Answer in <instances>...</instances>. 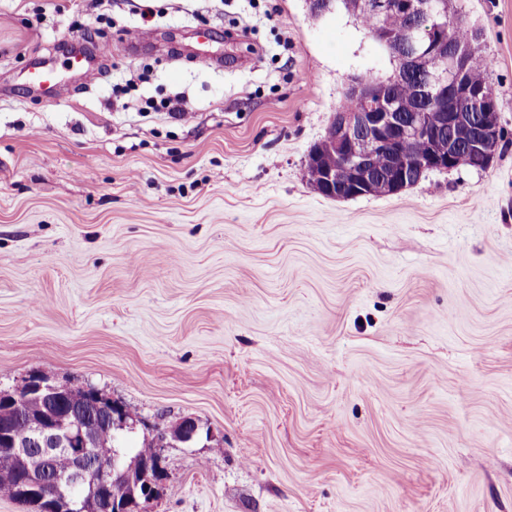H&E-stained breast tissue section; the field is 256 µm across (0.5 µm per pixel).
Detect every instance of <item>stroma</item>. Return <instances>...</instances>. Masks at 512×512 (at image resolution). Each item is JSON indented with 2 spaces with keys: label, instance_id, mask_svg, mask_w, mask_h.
<instances>
[{
  "label": "stroma",
  "instance_id": "stroma-1",
  "mask_svg": "<svg viewBox=\"0 0 512 512\" xmlns=\"http://www.w3.org/2000/svg\"><path fill=\"white\" fill-rule=\"evenodd\" d=\"M449 4L490 63L493 162L337 201L308 154L397 66L354 15L112 0L88 39L95 0H0V391L94 387L130 447L193 417L150 512H512V0ZM98 42L88 84L65 63ZM175 93L181 119L124 106Z\"/></svg>",
  "mask_w": 512,
  "mask_h": 512
}]
</instances>
